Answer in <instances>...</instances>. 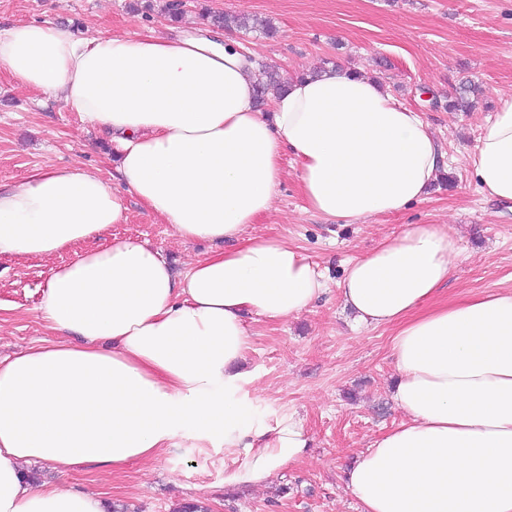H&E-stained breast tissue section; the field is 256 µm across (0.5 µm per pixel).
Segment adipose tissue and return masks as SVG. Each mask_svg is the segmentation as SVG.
<instances>
[{"label": "adipose tissue", "mask_w": 512, "mask_h": 512, "mask_svg": "<svg viewBox=\"0 0 512 512\" xmlns=\"http://www.w3.org/2000/svg\"><path fill=\"white\" fill-rule=\"evenodd\" d=\"M0 68L120 148L112 184L74 163L0 185V255L49 262L38 310L53 334L0 359V512H105L99 495L25 480L32 463L109 471L182 442L249 448L224 482L261 488L302 462V424L265 426L239 397L247 320L302 313L326 277L249 227L272 210L287 155L327 220L424 200L443 165L428 122L349 67L294 77L257 107L254 64L205 30L90 39L30 22L0 29ZM467 162L482 194L512 203V97ZM127 193L178 238L225 249L179 274L148 243L109 237ZM459 254L447 230L415 224L344 270V308L392 332L403 416L344 468L360 512H512V291L441 300Z\"/></svg>", "instance_id": "adipose-tissue-1"}]
</instances>
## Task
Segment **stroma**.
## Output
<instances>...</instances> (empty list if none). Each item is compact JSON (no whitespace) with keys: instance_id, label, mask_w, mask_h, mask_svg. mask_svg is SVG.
<instances>
[{"instance_id":"1","label":"stroma","mask_w":512,"mask_h":512,"mask_svg":"<svg viewBox=\"0 0 512 512\" xmlns=\"http://www.w3.org/2000/svg\"><path fill=\"white\" fill-rule=\"evenodd\" d=\"M168 0H0V29L51 22L86 37L133 34L172 24L198 23L200 5L214 11L247 10L259 26L237 33L258 63L293 77L346 63L382 76L391 94L417 110L441 141L452 184L436 181L422 202L364 224H338L306 210L292 158L273 210L251 225L252 235L280 236L324 271L328 288L300 315L252 322L244 368L243 401L272 426L292 417L311 438L309 456L282 469L262 489L224 487L242 466L244 449L182 444L146 463L109 472H58L34 463L38 481L102 495L125 512H173L200 501L209 512H359L342 482V468L372 439L402 419L390 396L395 375L391 330L356 325L341 303L345 262L369 253L413 224H441L458 240L460 255L442 296L460 299L512 290V207L485 199L467 164L486 120L512 97V0H186L171 22ZM270 22L274 36L260 26ZM482 95L469 112L446 102L462 80ZM118 148L110 132L82 122L54 97L20 87L0 69V183L16 184L34 168L81 163L111 179ZM127 223L112 236L146 240L175 270L189 257L223 250L220 242H181L126 195ZM48 265L0 256V357L45 339L38 306Z\"/></svg>"}]
</instances>
